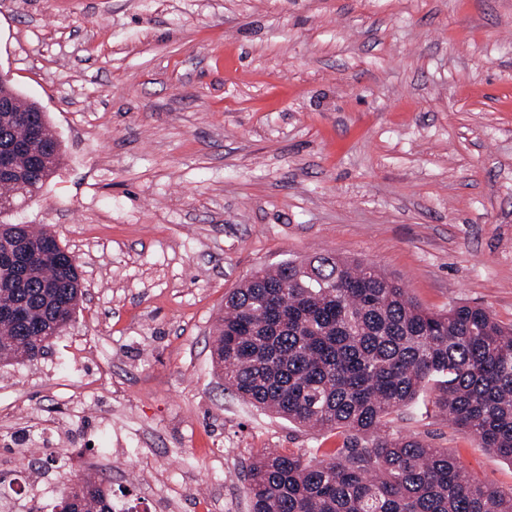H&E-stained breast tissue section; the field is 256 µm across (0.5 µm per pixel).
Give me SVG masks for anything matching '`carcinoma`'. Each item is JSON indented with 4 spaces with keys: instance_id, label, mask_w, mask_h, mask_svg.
Segmentation results:
<instances>
[{
    "instance_id": "cac0c4a2",
    "label": "carcinoma",
    "mask_w": 512,
    "mask_h": 512,
    "mask_svg": "<svg viewBox=\"0 0 512 512\" xmlns=\"http://www.w3.org/2000/svg\"><path fill=\"white\" fill-rule=\"evenodd\" d=\"M17 111L0 112V134L28 139L18 117L46 113L14 87ZM56 171L0 178V215L39 193ZM23 241L45 254L19 278L0 264V362L44 344L83 296L78 265L56 237L0 224V249ZM213 362L224 388L301 426L343 435L337 448L262 452L246 474L252 512H512L504 492L466 474L444 448L388 428L389 417L433 393L435 410L481 448L512 460V325L488 309L422 307L374 266L316 254L259 270L224 296ZM60 512H112L92 480H67Z\"/></svg>"
}]
</instances>
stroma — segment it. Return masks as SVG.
<instances>
[{
    "instance_id": "obj_1",
    "label": "stroma",
    "mask_w": 512,
    "mask_h": 512,
    "mask_svg": "<svg viewBox=\"0 0 512 512\" xmlns=\"http://www.w3.org/2000/svg\"><path fill=\"white\" fill-rule=\"evenodd\" d=\"M0 72L64 152L0 219L55 234L85 290L46 355L0 365L18 512L98 472L116 500L251 512L252 456L341 445L212 363L257 269L326 253L512 323V0H0ZM429 400L392 429L512 489Z\"/></svg>"
}]
</instances>
